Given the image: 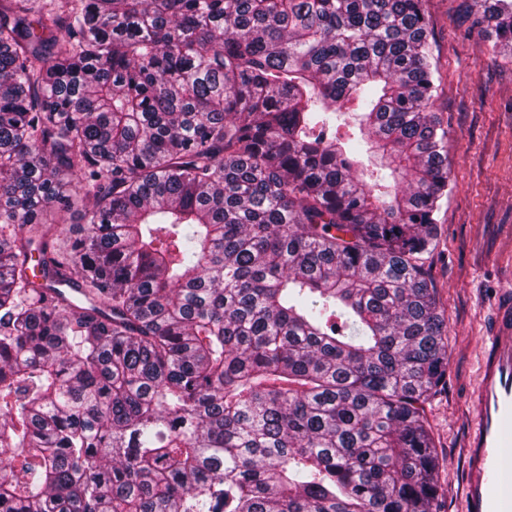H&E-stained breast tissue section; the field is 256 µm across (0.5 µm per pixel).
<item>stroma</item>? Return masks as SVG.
<instances>
[{
  "mask_svg": "<svg viewBox=\"0 0 512 512\" xmlns=\"http://www.w3.org/2000/svg\"><path fill=\"white\" fill-rule=\"evenodd\" d=\"M437 81L433 110L448 131V194L438 241L423 254L448 327L445 382L424 417L438 452L444 512H460L464 448L482 338L493 303L512 291V54L470 28L463 0H428Z\"/></svg>",
  "mask_w": 512,
  "mask_h": 512,
  "instance_id": "1",
  "label": "stroma"
}]
</instances>
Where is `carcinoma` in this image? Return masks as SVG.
<instances>
[{"label":"carcinoma","instance_id":"carcinoma-1","mask_svg":"<svg viewBox=\"0 0 512 512\" xmlns=\"http://www.w3.org/2000/svg\"><path fill=\"white\" fill-rule=\"evenodd\" d=\"M425 2L0 0V512H441Z\"/></svg>","mask_w":512,"mask_h":512}]
</instances>
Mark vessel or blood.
<instances>
[{"instance_id":"obj_1","label":"vessel or blood","mask_w":512,"mask_h":512,"mask_svg":"<svg viewBox=\"0 0 512 512\" xmlns=\"http://www.w3.org/2000/svg\"><path fill=\"white\" fill-rule=\"evenodd\" d=\"M474 396L462 512H512V297L497 306Z\"/></svg>"}]
</instances>
